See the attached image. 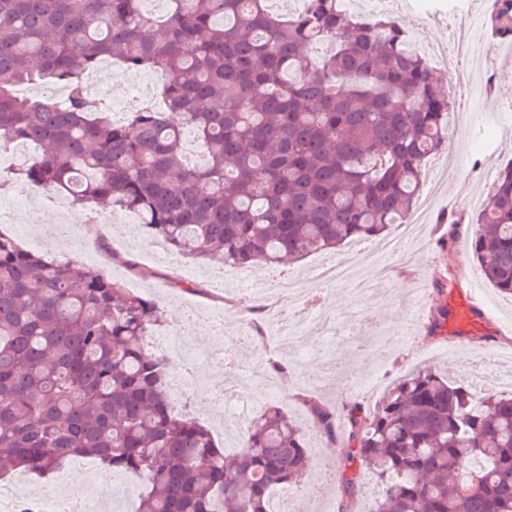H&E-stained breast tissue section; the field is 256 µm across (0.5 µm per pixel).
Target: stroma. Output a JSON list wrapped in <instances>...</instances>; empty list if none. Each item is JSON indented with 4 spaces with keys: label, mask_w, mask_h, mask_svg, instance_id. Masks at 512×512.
Wrapping results in <instances>:
<instances>
[{
    "label": "stroma",
    "mask_w": 512,
    "mask_h": 512,
    "mask_svg": "<svg viewBox=\"0 0 512 512\" xmlns=\"http://www.w3.org/2000/svg\"><path fill=\"white\" fill-rule=\"evenodd\" d=\"M385 6L404 20L410 43L420 48L436 71L449 66L464 74L452 97L458 134L452 150L437 153L426 163L424 184L433 193L414 234L403 238L397 251L380 257L389 270L378 283L380 296L359 298L350 283L340 281L322 289L325 308L320 312L304 308L299 301H279L280 318L297 317L306 327L307 355L302 363H289L274 395L300 422L306 412L298 397L307 392L308 383L313 386L309 392L327 406L358 405L369 412L389 388L424 367L461 382L476 375L490 379L512 374V298L487 282L470 247L479 213L468 208L452 223L441 221L457 200L486 193L484 170L496 171L512 163V139L504 135L505 128L512 126V112L505 109L512 96L502 91L503 84H512V46L501 45L495 69L478 73L472 55L458 51L455 25L448 15L457 13L472 28L487 30L484 0H389ZM1 201L12 204L13 211L10 223H0V232L24 248L102 269L133 292L160 303L163 315L147 341L150 351L165 353L171 343L185 357L197 352L232 353L236 367L224 364L204 371L213 400L196 401L185 392L172 407L209 426L222 448L236 445L260 411L254 392L244 389L240 379L262 348L250 343L234 296L246 287L255 298H262L280 281V274L256 264L244 271L248 277L243 280L237 266L175 252L168 253L164 264H155L143 255L138 223H113L108 211L99 212L94 225L70 223L59 209L57 195L25 182L1 190ZM471 287L481 292L486 312L482 327L469 331L462 343L432 330L434 313L443 304V289ZM418 314L423 322L413 341L397 344V334L412 328ZM334 467L353 480L360 512H370L382 494L381 484L352 458L350 450L322 443L314 451L311 477L280 486L273 496L275 507L281 512H340L342 499L329 475ZM64 476L70 487L53 476L16 471L0 478V491L20 499L52 487L57 497L66 498L71 489L90 487L100 505L133 512L142 486L137 479L106 476L98 465L85 469L72 463Z\"/></svg>",
    "instance_id": "obj_1"
}]
</instances>
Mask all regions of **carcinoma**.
<instances>
[{
  "label": "carcinoma",
  "instance_id": "obj_1",
  "mask_svg": "<svg viewBox=\"0 0 512 512\" xmlns=\"http://www.w3.org/2000/svg\"><path fill=\"white\" fill-rule=\"evenodd\" d=\"M165 2L157 15L144 0H0V150L38 149L0 172V189L22 179L90 211H130L148 239L238 266L284 265L409 215L451 99L400 21L343 0H301L286 21L269 0ZM489 30L512 44V0ZM104 59L160 74L166 110L116 123L92 104L83 75ZM471 249L512 296V165ZM158 321L156 300L0 233V475L91 457L143 480L137 512H273L313 433L353 444L380 480L371 512H512V394L422 368L373 413L347 408L344 431L312 397H299L305 425L269 403L228 456L172 411L168 363L146 348ZM471 459L480 468L466 470Z\"/></svg>",
  "mask_w": 512,
  "mask_h": 512
}]
</instances>
